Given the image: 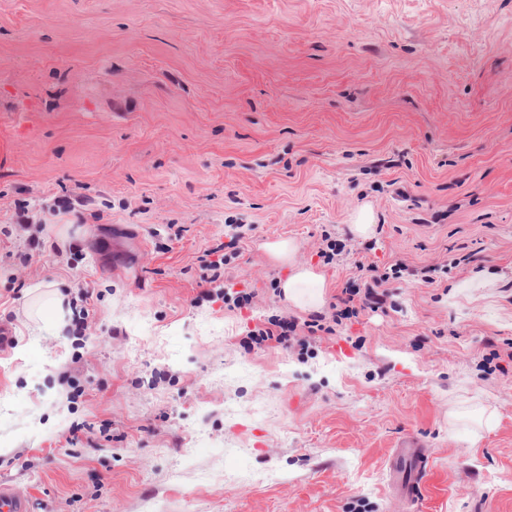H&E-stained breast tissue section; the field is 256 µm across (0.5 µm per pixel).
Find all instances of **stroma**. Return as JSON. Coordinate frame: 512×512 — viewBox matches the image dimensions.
I'll return each mask as SVG.
<instances>
[{"label": "stroma", "instance_id": "1", "mask_svg": "<svg viewBox=\"0 0 512 512\" xmlns=\"http://www.w3.org/2000/svg\"><path fill=\"white\" fill-rule=\"evenodd\" d=\"M326 230L402 278L248 345ZM0 329L29 512H408L407 433L417 512H512V0H0ZM321 320H311L299 323L297 320L288 318H270L268 326L258 327L250 330L247 334L250 344L262 345L275 339L288 347L292 341H297V336H315L318 331L332 333L335 329L332 326L320 324ZM307 333V334H306ZM423 456L421 444L413 437H409L399 446L395 464L399 461H409L415 466L416 476H420L425 470L427 460Z\"/></svg>", "mask_w": 512, "mask_h": 512}]
</instances>
